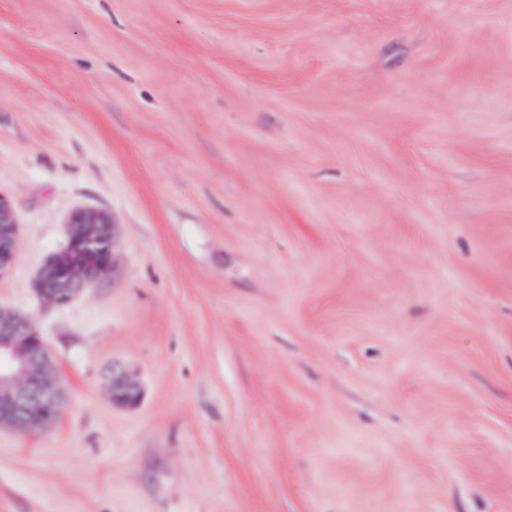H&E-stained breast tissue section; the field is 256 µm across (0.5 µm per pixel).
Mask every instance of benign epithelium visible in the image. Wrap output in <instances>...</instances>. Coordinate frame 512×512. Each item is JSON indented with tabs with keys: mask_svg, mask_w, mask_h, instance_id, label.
I'll return each instance as SVG.
<instances>
[{
	"mask_svg": "<svg viewBox=\"0 0 512 512\" xmlns=\"http://www.w3.org/2000/svg\"><path fill=\"white\" fill-rule=\"evenodd\" d=\"M20 224L12 203L0 194V276L15 262ZM117 224L105 211L72 210L66 220V243L48 256L35 281L43 305L64 307L84 290L115 273ZM52 355L36 322L0 305V426L19 431L46 429L63 413L64 397L51 374ZM112 405L133 409L142 388L122 365L109 376Z\"/></svg>",
	"mask_w": 512,
	"mask_h": 512,
	"instance_id": "benign-epithelium-1",
	"label": "benign epithelium"
}]
</instances>
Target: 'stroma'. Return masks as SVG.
I'll return each mask as SVG.
<instances>
[{"mask_svg": "<svg viewBox=\"0 0 512 512\" xmlns=\"http://www.w3.org/2000/svg\"><path fill=\"white\" fill-rule=\"evenodd\" d=\"M0 194L67 396L0 512H512V0H0ZM117 224L105 211L75 208L66 220V243L42 264L35 281L43 305L64 307L116 271ZM109 392L112 405L124 409L139 406L142 400V388L134 376L122 365L113 364L109 376Z\"/></svg>", "mask_w": 512, "mask_h": 512, "instance_id": "obj_1", "label": "stroma"}]
</instances>
